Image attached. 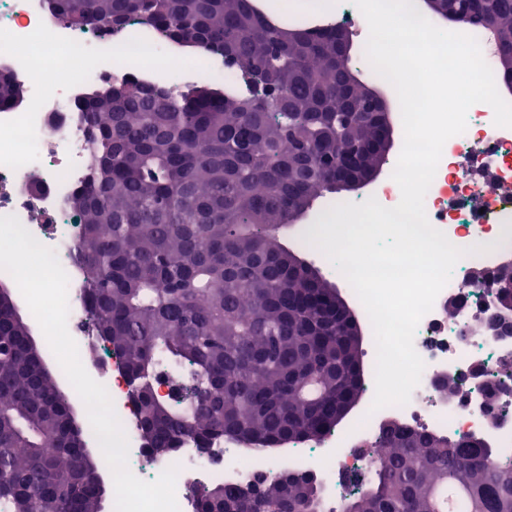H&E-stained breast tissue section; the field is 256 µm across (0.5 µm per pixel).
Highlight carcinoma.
<instances>
[{"label": "carcinoma", "mask_w": 512, "mask_h": 512, "mask_svg": "<svg viewBox=\"0 0 512 512\" xmlns=\"http://www.w3.org/2000/svg\"><path fill=\"white\" fill-rule=\"evenodd\" d=\"M46 0L79 27L120 14L169 44H205L235 61L224 83L198 81L164 101L155 86H102L85 101L86 186L68 200L80 216L75 250L90 316L125 364L150 448L192 438L208 448L232 436L270 449L307 440L345 400L364 391L359 352L342 335L329 284L302 267L279 230L311 201L336 193V164L375 161L376 123L359 112L376 80L358 78L337 52L336 30L288 27L254 0ZM465 27L494 23L501 80L512 74V0L466 6ZM276 81L279 92L252 87ZM22 85L0 74V107ZM0 512H103L101 459L69 397L15 312H0ZM175 397L157 403L152 382ZM384 460L340 512H439L448 475L462 512H512V457L476 436L437 435L397 421L381 428ZM258 475L242 487L209 486L239 512L324 510L319 481Z\"/></svg>", "instance_id": "cac0c4a2"}]
</instances>
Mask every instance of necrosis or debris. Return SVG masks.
Listing matches in <instances>:
<instances>
[{"mask_svg": "<svg viewBox=\"0 0 512 512\" xmlns=\"http://www.w3.org/2000/svg\"><path fill=\"white\" fill-rule=\"evenodd\" d=\"M0 71L28 88L25 106L0 109V216H16L43 245L53 249L68 275L67 328L88 374L105 386L125 430L128 466L151 482L178 466L179 512H196L197 490L214 483L236 487L281 469L313 471L327 488L367 474L380 456L377 435L394 419L439 434H473L512 453V390L487 394L512 339L492 337L481 322L491 309L488 284L476 271H490L512 255V127H499L490 110L467 115L464 133L448 139L424 206L431 225L454 246L490 245V252L462 258L433 308L420 321L414 347L425 363L407 405L388 406L359 417L322 442V451L301 443L283 457L248 453L236 439L213 441L199 455L193 441L178 453L150 454L141 438L139 414L128 395L121 357L94 335L81 272L75 261L77 217L67 200L89 175L87 129L78 104L97 86L144 82L156 72L160 52L146 25L131 21L119 36L67 24L46 10L43 0H0ZM467 339H460L461 328ZM459 377L465 401H448L432 381L437 373Z\"/></svg>", "mask_w": 512, "mask_h": 512, "instance_id": "necrosis-or-debris-1", "label": "necrosis or debris"}]
</instances>
